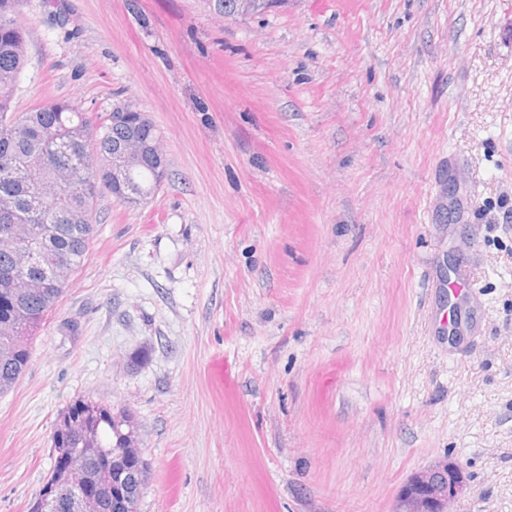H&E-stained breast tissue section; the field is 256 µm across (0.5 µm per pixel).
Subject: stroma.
Returning a JSON list of instances; mask_svg holds the SVG:
<instances>
[{
    "mask_svg": "<svg viewBox=\"0 0 512 512\" xmlns=\"http://www.w3.org/2000/svg\"><path fill=\"white\" fill-rule=\"evenodd\" d=\"M18 21L16 111L133 103L168 168L141 204L100 191L0 394V512H30L78 398L137 419L140 512H392L438 456L467 476L453 512H512V0Z\"/></svg>",
    "mask_w": 512,
    "mask_h": 512,
    "instance_id": "1",
    "label": "stroma"
}]
</instances>
